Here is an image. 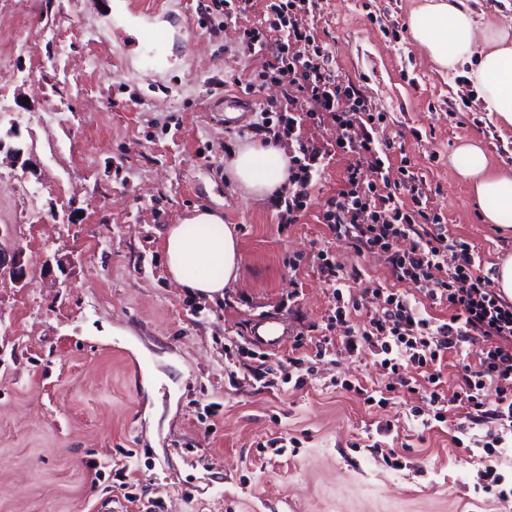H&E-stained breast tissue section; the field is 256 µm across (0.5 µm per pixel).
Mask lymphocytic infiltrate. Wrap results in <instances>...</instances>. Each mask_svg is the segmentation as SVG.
I'll return each instance as SVG.
<instances>
[{
  "instance_id": "f902f5d3",
  "label": "lymphocytic infiltrate",
  "mask_w": 512,
  "mask_h": 512,
  "mask_svg": "<svg viewBox=\"0 0 512 512\" xmlns=\"http://www.w3.org/2000/svg\"><path fill=\"white\" fill-rule=\"evenodd\" d=\"M306 0H271L267 12L275 40L253 29L247 32L248 51L259 52L257 76L277 80L287 77L288 87L276 109L261 108L248 135L289 139L296 146L288 153V186L275 192L272 205L280 223L296 224L308 208L316 178L329 157L327 148L315 140L298 136L304 119L330 121L339 131L336 147L358 156L346 171L345 181L335 196L326 201L322 222L337 244L356 252L384 253L393 287L376 285L371 293L382 299L380 310L371 313L360 330L348 329L345 344L357 350L361 344L374 347L381 368L398 376L400 386L421 394L435 421L445 419L446 397L441 363L450 352L474 350L477 365H463L458 400L468 406V422L477 427L498 423L500 433L482 442L485 466L480 473L484 492L499 499L512 497L498 472V447L504 431H512V302L494 286L475 256L470 243L449 235L439 214L429 210L423 192L415 186L413 173L390 180L386 173L389 151L377 137L383 113L372 111L361 90L351 82L336 79L329 66L326 47L316 44L301 13ZM371 179H362L361 167ZM410 201H403L402 191ZM410 239L409 249H396L400 239ZM318 258L332 288L333 321L346 322L349 303L342 285L362 277L358 267L343 269L329 261L327 251ZM412 282L435 305L448 309L447 319L425 317L398 289ZM425 372L423 382L404 378L406 365ZM495 384L494 404L484 401L486 384Z\"/></svg>"
}]
</instances>
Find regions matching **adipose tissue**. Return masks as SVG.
Instances as JSON below:
<instances>
[{"label": "adipose tissue", "mask_w": 512, "mask_h": 512, "mask_svg": "<svg viewBox=\"0 0 512 512\" xmlns=\"http://www.w3.org/2000/svg\"><path fill=\"white\" fill-rule=\"evenodd\" d=\"M475 2L419 0L407 28L439 70L453 74L469 67L484 111L512 127V25L482 22ZM452 167L478 201L482 222L512 230V169L495 167L474 139L461 141ZM229 168L241 192L263 200L286 184L288 156L282 148L258 141L239 147ZM164 252L172 281L209 298L223 295L244 263L233 228L210 209H194L170 225Z\"/></svg>", "instance_id": "ef3b65f1"}]
</instances>
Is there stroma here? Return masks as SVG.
<instances>
[{
  "instance_id": "stroma-1",
  "label": "stroma",
  "mask_w": 512,
  "mask_h": 512,
  "mask_svg": "<svg viewBox=\"0 0 512 512\" xmlns=\"http://www.w3.org/2000/svg\"><path fill=\"white\" fill-rule=\"evenodd\" d=\"M207 3L0 0V248L21 249L26 269L22 283L0 278V512H512L479 486L485 428L453 441L468 412L456 356L443 369L447 420L427 429L411 413L420 396L372 347L347 351L346 325L328 321L319 251L361 269L353 298L390 277L382 256L336 244L319 221L355 156L335 154L284 231L229 177L240 130L285 85L230 82L255 66L242 37L265 28L266 0L226 29L203 23ZM415 4L318 0L315 32L339 80L385 113L390 179L402 166L418 175L430 209L492 270L512 236L480 222L450 158L474 137L511 166L512 129L412 43ZM197 207L223 212L244 256L213 299L165 269L168 226ZM259 317L304 333L301 387L282 381L290 349L250 355ZM355 379L392 386L388 402L340 389ZM293 437L295 450L273 452Z\"/></svg>"
}]
</instances>
